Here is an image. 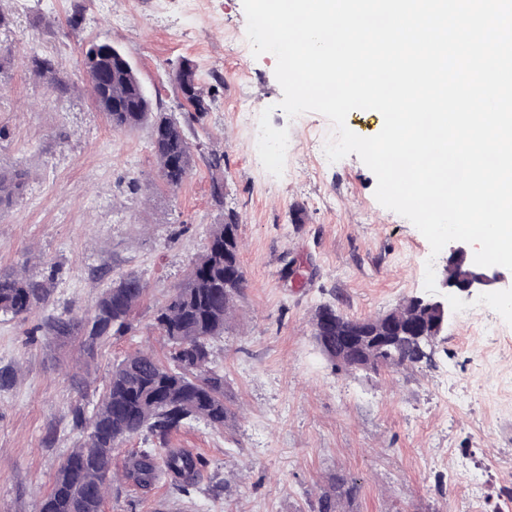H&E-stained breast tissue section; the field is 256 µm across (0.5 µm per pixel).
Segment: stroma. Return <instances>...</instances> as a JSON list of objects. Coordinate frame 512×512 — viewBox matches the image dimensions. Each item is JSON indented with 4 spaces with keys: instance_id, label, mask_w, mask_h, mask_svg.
<instances>
[{
    "instance_id": "1",
    "label": "stroma",
    "mask_w": 512,
    "mask_h": 512,
    "mask_svg": "<svg viewBox=\"0 0 512 512\" xmlns=\"http://www.w3.org/2000/svg\"><path fill=\"white\" fill-rule=\"evenodd\" d=\"M72 2L0 0L13 18L0 31V49L13 52L0 69V167L31 173L0 211V269L27 261L54 274L59 312L86 314L129 272L146 280L148 295L134 332L91 359L81 337L37 331L39 314L0 316V367L18 370L0 390V512H36L77 442L71 405L94 402L114 362L138 347L168 353L155 309L227 212L238 216L248 281L214 342L233 416L223 431L200 422L170 439L201 458L198 487L123 486L104 512H317L339 477L354 488L339 512H512V305L495 291L449 297L448 330L428 361L398 372L334 368L314 340L318 306L353 319L385 314L425 295V265L442 273L446 253L432 254L408 219L377 202L376 177L357 154L320 164L313 137L331 124L278 109L275 56L237 46L242 0H80L76 32L67 26ZM93 42L120 49L155 107L176 118L172 73L183 62L195 68L212 104L191 130L192 168L179 188L150 181L149 126L115 131L89 94L58 95L26 71L34 50L79 78ZM267 108L292 146L279 177L257 152ZM213 149L224 153L223 171L205 161Z\"/></svg>"
}]
</instances>
